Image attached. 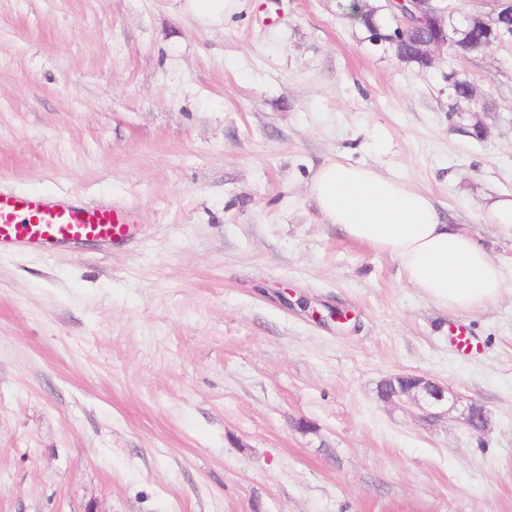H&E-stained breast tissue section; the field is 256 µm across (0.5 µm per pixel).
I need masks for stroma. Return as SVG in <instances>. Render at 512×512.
<instances>
[{
    "mask_svg": "<svg viewBox=\"0 0 512 512\" xmlns=\"http://www.w3.org/2000/svg\"><path fill=\"white\" fill-rule=\"evenodd\" d=\"M331 161L401 177L511 272L484 202L512 196V46L420 70L336 0L209 27L0 0V188L127 215L110 247L0 252V512H512V292L438 309L324 222ZM402 373L488 428L382 401ZM489 421V413L482 404L471 402L467 406L464 424L469 430L475 433H482L487 429Z\"/></svg>",
    "mask_w": 512,
    "mask_h": 512,
    "instance_id": "stroma-1",
    "label": "stroma"
}]
</instances>
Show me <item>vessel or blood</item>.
<instances>
[{
  "label": "vessel or blood",
  "instance_id": "b4317fda",
  "mask_svg": "<svg viewBox=\"0 0 512 512\" xmlns=\"http://www.w3.org/2000/svg\"><path fill=\"white\" fill-rule=\"evenodd\" d=\"M126 225L112 206L84 208L39 193L0 189V249H47L60 243L122 241Z\"/></svg>",
  "mask_w": 512,
  "mask_h": 512
}]
</instances>
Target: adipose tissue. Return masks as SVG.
Wrapping results in <instances>:
<instances>
[{
  "label": "adipose tissue",
  "mask_w": 512,
  "mask_h": 512,
  "mask_svg": "<svg viewBox=\"0 0 512 512\" xmlns=\"http://www.w3.org/2000/svg\"><path fill=\"white\" fill-rule=\"evenodd\" d=\"M310 192L326 223L396 257L408 282L440 309L475 311L512 286L470 234L445 223L429 197L400 178L333 161L318 169Z\"/></svg>",
  "instance_id": "1"
}]
</instances>
